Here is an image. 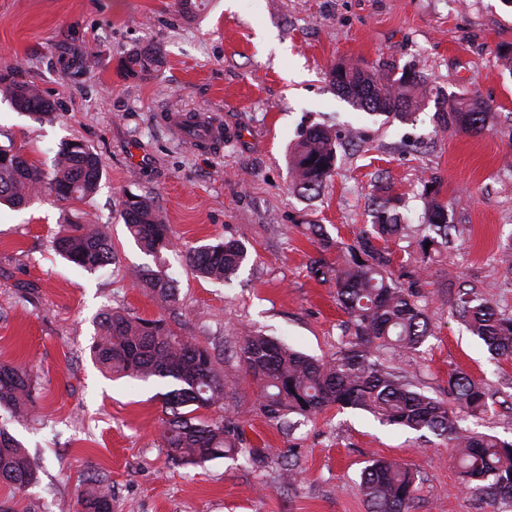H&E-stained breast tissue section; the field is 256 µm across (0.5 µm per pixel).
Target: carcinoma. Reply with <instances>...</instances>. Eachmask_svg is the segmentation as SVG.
<instances>
[{"mask_svg": "<svg viewBox=\"0 0 512 512\" xmlns=\"http://www.w3.org/2000/svg\"><path fill=\"white\" fill-rule=\"evenodd\" d=\"M162 52L149 45L135 49L124 60L128 75L158 70ZM330 78L353 105L401 122L413 117L412 107L428 98L427 79L410 69L405 79L380 77L358 65L336 64ZM0 93L19 112L43 115L50 102L23 75L15 62L0 68ZM444 123L465 131L482 130L490 106L477 97L460 96L443 108ZM338 144L331 132L316 127L303 133L292 159V189L302 196L318 193L337 165ZM102 175L97 154L79 140L66 142L51 170L26 159L12 139L0 143V202L22 206L35 194L48 193L60 202L81 201L97 190ZM435 187L423 189L420 216L422 235L417 246L428 254L430 246H446L458 233ZM400 200L384 198L374 208L356 244L347 248L345 261L331 266L324 261L312 267L322 281H333L336 298L348 321L340 325L341 347L331 362L310 358L255 330L241 337L240 359L258 389L261 411L272 419L295 414L303 418L331 405L361 409L382 423L415 432H428L454 449L467 493L498 509L512 508V440H502L462 426L460 413L479 417L486 413L488 394L483 385L463 371L448 376L452 404L435 400L380 362L375 352L387 349L396 355L417 350L431 328L420 292L403 287L390 270L391 258L376 242L403 233L407 225L398 211ZM126 228L138 247L154 255L170 247L172 230L153 201L131 195L121 211ZM323 252L338 246L322 225H310ZM56 251L74 266L98 270L115 262L112 241L101 224H72L58 237ZM247 259L238 239L191 247L185 260L201 277L227 281ZM134 283L164 297H174L176 286L159 268L139 266ZM452 312L478 337L489 353L512 357V317L496 308L479 292L460 287ZM101 335L92 349L94 359L109 374L142 380L158 378L172 389L165 393L162 443L175 466L196 465L224 457L253 467L262 462L252 448L240 445L239 426L224 418H205L200 410L221 409L235 387L232 376L221 373L209 348L170 331L163 320H149L120 309L102 313ZM35 388L28 371L0 362V407L15 422L27 420L35 408ZM38 479V466L27 449L0 425V481L23 490ZM417 473L410 467L377 459L362 472L360 492L369 512H412ZM81 512H112L109 475L94 471L80 495Z\"/></svg>", "mask_w": 512, "mask_h": 512, "instance_id": "carcinoma-1", "label": "carcinoma"}]
</instances>
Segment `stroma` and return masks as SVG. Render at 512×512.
Returning <instances> with one entry per match:
<instances>
[{
    "label": "stroma",
    "instance_id": "obj_1",
    "mask_svg": "<svg viewBox=\"0 0 512 512\" xmlns=\"http://www.w3.org/2000/svg\"><path fill=\"white\" fill-rule=\"evenodd\" d=\"M160 46L158 71L127 77L122 60ZM512 0H0V66L21 62L25 77L54 106L37 117L0 97V133L25 157L51 165L62 144L79 140L98 155L95 195L61 203L40 195L25 208L0 204V362L29 370L39 400L35 421L0 424L28 449L39 481L25 491L0 483L13 512H80L78 495L93 470L112 478V512H368L359 491L374 458L419 472L413 512H490L468 494L450 448L435 437L384 426L369 413L332 407L290 426L260 411L243 376L240 336L257 329L328 361L340 347L345 314L332 282L310 272L313 260L343 262L369 224L375 177L401 197L408 224L434 181L460 234L433 260L406 238L389 239L392 270L419 267L432 334L392 364L425 394L448 397L459 369L490 394L489 411L469 420L478 431L512 439V359L492 357L449 304L458 286L476 289L512 315V271L503 250L512 238ZM393 75L414 68L433 100L412 121L371 115L337 93V63ZM477 96L494 113L467 133L441 124L436 100ZM171 111L204 112L224 141L198 152L168 125ZM345 144L319 196L290 188L289 155L312 127ZM151 198L173 232L162 251L176 285L168 299L137 288L131 269L151 263L121 217L126 196ZM105 225L114 265L88 272L53 249L69 224ZM343 244L320 252L309 227ZM242 240L248 259L229 282L199 277L188 246ZM164 320L174 333L209 347L216 367L239 374L224 418L239 421L244 446L263 466L228 459L172 467L162 446L164 395L152 378L112 379L91 357L104 310ZM295 464L297 476L283 474Z\"/></svg>",
    "mask_w": 512,
    "mask_h": 512
}]
</instances>
